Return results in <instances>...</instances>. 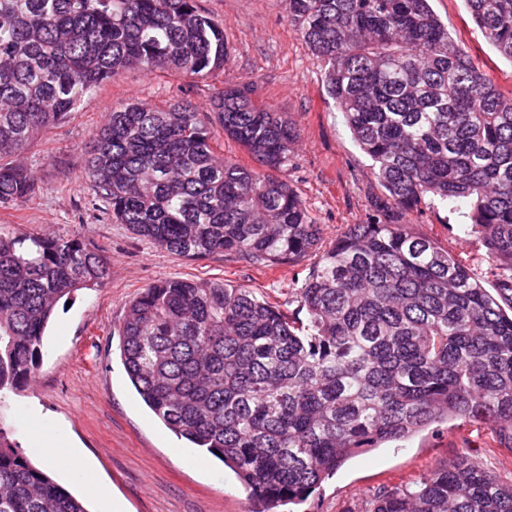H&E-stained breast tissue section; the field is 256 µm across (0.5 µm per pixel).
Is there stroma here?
Returning a JSON list of instances; mask_svg holds the SVG:
<instances>
[{
  "instance_id": "stroma-1",
  "label": "stroma",
  "mask_w": 512,
  "mask_h": 512,
  "mask_svg": "<svg viewBox=\"0 0 512 512\" xmlns=\"http://www.w3.org/2000/svg\"><path fill=\"white\" fill-rule=\"evenodd\" d=\"M224 28V70L196 82L128 69L86 98L62 123L41 132L13 157L34 173L39 190L18 204H0V233L80 236L110 263L102 286L58 304L43 340L36 380L0 400V423L25 455L36 442L56 450L53 478L83 497L89 512H253L232 470L201 448L177 439L145 406L120 358L119 325L128 304L150 284L170 277L217 279L245 286L287 314L297 313L298 288L318 260L250 264L230 253L182 258L113 223L83 175L84 146L113 109L130 102L165 108L191 102L209 113L227 86H245L252 101L281 112L299 137L288 180L333 242L351 224L365 223L383 190L324 86V62L297 35L285 0H198ZM431 6L475 63L504 92L512 91V61L501 57L474 25L464 0ZM470 205L433 201L406 215L414 232L458 255L486 287L494 277ZM512 480V453L495 447L489 430L451 421L357 454L293 512H364L381 487L418 478L461 451Z\"/></svg>"
}]
</instances>
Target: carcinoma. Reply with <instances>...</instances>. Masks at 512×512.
<instances>
[{
    "label": "carcinoma",
    "mask_w": 512,
    "mask_h": 512,
    "mask_svg": "<svg viewBox=\"0 0 512 512\" xmlns=\"http://www.w3.org/2000/svg\"><path fill=\"white\" fill-rule=\"evenodd\" d=\"M286 3L385 191L367 222L322 248L286 178L295 126L236 86L212 112L265 171L216 155L189 105L140 103L109 113L83 169L115 223L174 255L289 264L320 252L297 292L305 323L250 288L175 277L143 289L119 329L146 405L218 456L258 512L303 502L354 455L442 421L484 423L512 452V93L430 0ZM465 3L512 61V0ZM224 57V29L197 0H0V203L38 189L8 158L123 69L206 79ZM435 198L470 201L494 291L388 219ZM109 274L82 237L0 235V395L36 379L57 303ZM50 472L0 427V512H88ZM366 512H512V482L465 454L379 490Z\"/></svg>",
    "instance_id": "cac0c4a2"
}]
</instances>
